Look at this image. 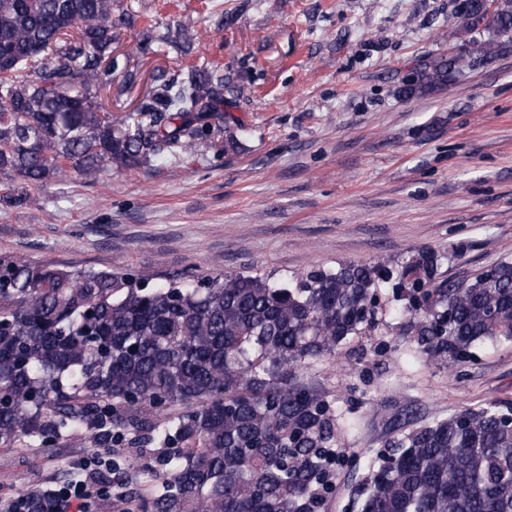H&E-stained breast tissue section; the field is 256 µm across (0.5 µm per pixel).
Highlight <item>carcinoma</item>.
<instances>
[{
  "label": "carcinoma",
  "mask_w": 512,
  "mask_h": 512,
  "mask_svg": "<svg viewBox=\"0 0 512 512\" xmlns=\"http://www.w3.org/2000/svg\"><path fill=\"white\" fill-rule=\"evenodd\" d=\"M115 0H0V172L38 185L72 167L86 176L196 154L224 133L228 78L200 67L154 78L119 122L99 101L131 57L112 51L134 20ZM464 34L512 38V0H466ZM178 25L141 33L140 53L185 55ZM474 58L422 60L411 94L444 85ZM439 257L341 264L292 286L252 274L151 286L126 274L35 264L0 254V445L156 448L158 488H129L137 512H314L338 421L320 394L288 386L370 324L392 288L421 351L459 361L483 341L512 342V262L450 284ZM477 404L393 436L365 480V512H512V425ZM24 512H66L35 488Z\"/></svg>",
  "instance_id": "carcinoma-1"
}]
</instances>
